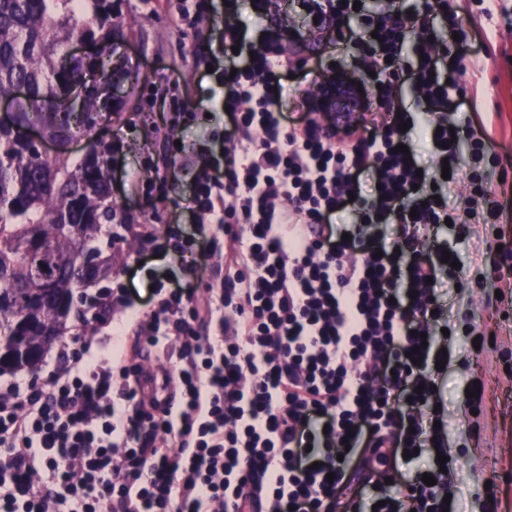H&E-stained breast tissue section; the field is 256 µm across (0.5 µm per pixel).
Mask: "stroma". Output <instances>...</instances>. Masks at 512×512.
I'll use <instances>...</instances> for the list:
<instances>
[{"mask_svg":"<svg viewBox=\"0 0 512 512\" xmlns=\"http://www.w3.org/2000/svg\"><path fill=\"white\" fill-rule=\"evenodd\" d=\"M471 39L459 52V68L450 73L457 86L479 85L474 123L491 124L495 160L485 168L500 182L501 210L488 267L512 279V0H451ZM181 0H121L117 20L123 36L112 47L117 67L112 85L93 88L98 101L94 135L112 148V201L132 214L137 229L127 231L122 255L105 281L108 289H125L133 304L148 297L151 278L192 283L195 299L207 298L213 261L201 256V238L186 205L194 186L187 156L204 145L220 150L224 113L213 108L224 84L218 74L197 66L198 52L220 53L211 34L213 19L188 27L174 22ZM178 97L188 111L200 113L196 125H172L163 107ZM181 142L184 150L170 146ZM159 169L151 181L145 164ZM172 231L193 239L182 264L155 255ZM448 247L459 262L463 290L449 289L448 321L458 328L448 340V372L442 381L448 404V458L453 470L458 512H512V287L497 288L472 268L477 241L473 233L447 230ZM494 329L481 346H473L464 327ZM483 389L478 410L468 405L467 389Z\"/></svg>","mask_w":512,"mask_h":512,"instance_id":"35a3bbf8","label":"stroma"}]
</instances>
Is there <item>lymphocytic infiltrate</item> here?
Listing matches in <instances>:
<instances>
[{"mask_svg":"<svg viewBox=\"0 0 512 512\" xmlns=\"http://www.w3.org/2000/svg\"><path fill=\"white\" fill-rule=\"evenodd\" d=\"M237 0H193L180 21L223 15L224 141L204 158L192 209L216 257L206 303L190 287L153 298L96 344L79 326L40 383L0 389V512H445L452 476L438 387L447 242L426 228L493 223L482 161L493 142L439 73L460 31L448 0H251L260 46L245 43ZM314 43V68L347 53L373 71L374 110L343 124L274 93L291 48ZM412 47L413 63L402 61ZM411 83L419 117L395 94ZM299 112L289 120L287 110ZM418 126L448 177L422 175L400 151ZM468 180L463 201L450 194ZM169 354L162 393L138 356ZM376 458L387 480L349 500L350 468ZM435 479L428 486L423 474Z\"/></svg>","mask_w":512,"mask_h":512,"instance_id":"obj_1","label":"lymphocytic infiltrate"}]
</instances>
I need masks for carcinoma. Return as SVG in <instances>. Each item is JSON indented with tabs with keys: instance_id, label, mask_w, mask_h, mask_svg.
I'll use <instances>...</instances> for the list:
<instances>
[{
	"instance_id": "obj_1",
	"label": "carcinoma",
	"mask_w": 512,
	"mask_h": 512,
	"mask_svg": "<svg viewBox=\"0 0 512 512\" xmlns=\"http://www.w3.org/2000/svg\"><path fill=\"white\" fill-rule=\"evenodd\" d=\"M117 0H0V98L15 87L29 94L8 125L0 124V339L3 370L39 373L69 320L82 314L85 289L112 273V242L97 245L104 224H128L112 203L111 148L91 134L96 99L86 75L112 83V45L121 37ZM75 37L96 43L89 70L66 60ZM31 126L63 145L85 129L88 150L70 162L63 150H31Z\"/></svg>"
}]
</instances>
